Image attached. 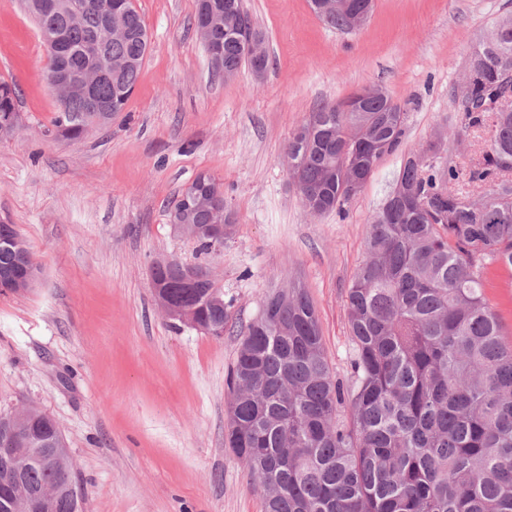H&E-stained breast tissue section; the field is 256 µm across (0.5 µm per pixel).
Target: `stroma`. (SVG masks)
Returning <instances> with one entry per match:
<instances>
[{
	"instance_id": "35a3bbf8",
	"label": "stroma",
	"mask_w": 512,
	"mask_h": 512,
	"mask_svg": "<svg viewBox=\"0 0 512 512\" xmlns=\"http://www.w3.org/2000/svg\"><path fill=\"white\" fill-rule=\"evenodd\" d=\"M151 46L124 110L77 141L49 134L60 105L23 0H0V77L18 89L22 125L0 139V223L40 267L32 288L0 295V415L53 417L83 489V512H264L226 443V375L240 330L266 294L294 281L317 310L335 376L350 383L344 307L375 211L403 154L443 136V164L465 170L487 142L457 134L453 94L473 48L512 0H375L359 30L324 25L308 0H243L269 65L227 79L189 20L196 0H135ZM385 87L406 114L386 156L343 214H310L285 145L318 106ZM235 213L215 254L174 232L167 208L198 173ZM160 256L199 263L224 293L222 338L172 324L155 303Z\"/></svg>"
}]
</instances>
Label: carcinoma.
Returning a JSON list of instances; mask_svg holds the SVG:
<instances>
[{"label":"carcinoma","mask_w":512,"mask_h":512,"mask_svg":"<svg viewBox=\"0 0 512 512\" xmlns=\"http://www.w3.org/2000/svg\"><path fill=\"white\" fill-rule=\"evenodd\" d=\"M47 8L32 12L39 30H53L61 52L47 51L43 77H80L99 60L132 61L112 72L99 98L124 111L150 48L134 0L122 21L129 35L97 40L105 26L97 10L71 28ZM224 18L218 39L219 73L267 67L240 39L265 34L242 0H197L193 20L206 9ZM327 26L350 32L341 12L316 13ZM472 92L455 95L461 132L481 131L487 148L469 182L479 197L452 183L459 174L438 165L436 139L404 155L395 185L375 212L367 257L349 288L345 309L354 346L349 388L335 379L317 311L304 288L266 297L267 317L250 322L229 370V447L248 467L265 512H512V342L485 293L492 267L512 272V111H497L512 82V15L499 19L468 57ZM14 83L0 79V115H20ZM86 102L76 98L51 119V132L69 140L90 127ZM406 113L384 93L361 112L324 104L288 140L289 174L323 196L321 213H339L354 197L349 154L360 155L366 176L398 150ZM382 140L389 150L369 154ZM197 227L205 254L217 252L207 235V212L184 218ZM19 238L24 254L3 240ZM28 242L12 224H0V271L22 257ZM199 330L226 327L224 307L196 300ZM349 403L348 419L341 408ZM41 456L9 489L17 500L46 485L57 488L53 512H82L68 487L69 461L52 444L25 448Z\"/></svg>","instance_id":"1"}]
</instances>
